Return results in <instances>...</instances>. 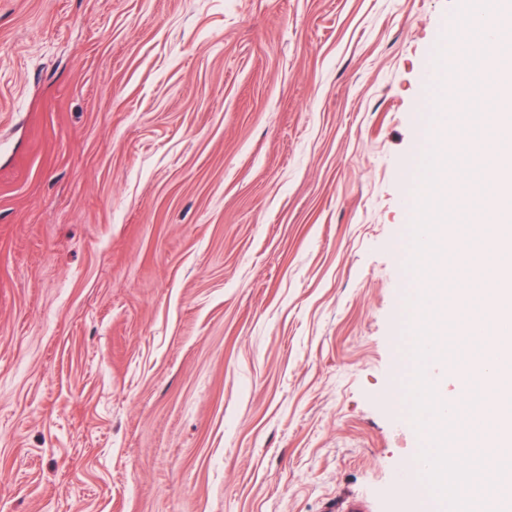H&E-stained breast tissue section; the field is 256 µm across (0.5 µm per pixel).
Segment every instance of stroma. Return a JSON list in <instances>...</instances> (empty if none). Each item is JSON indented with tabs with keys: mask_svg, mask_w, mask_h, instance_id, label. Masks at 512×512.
<instances>
[{
	"mask_svg": "<svg viewBox=\"0 0 512 512\" xmlns=\"http://www.w3.org/2000/svg\"><path fill=\"white\" fill-rule=\"evenodd\" d=\"M459 0H0V512H437L394 476Z\"/></svg>",
	"mask_w": 512,
	"mask_h": 512,
	"instance_id": "1",
	"label": "stroma"
}]
</instances>
